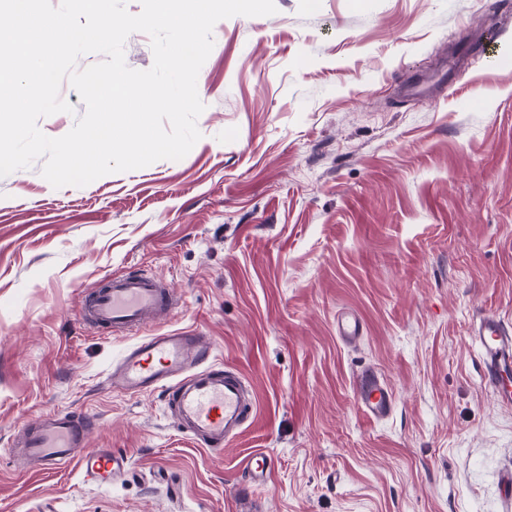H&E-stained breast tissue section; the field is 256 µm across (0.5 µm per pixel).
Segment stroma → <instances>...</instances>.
<instances>
[{"mask_svg": "<svg viewBox=\"0 0 512 512\" xmlns=\"http://www.w3.org/2000/svg\"><path fill=\"white\" fill-rule=\"evenodd\" d=\"M275 4L216 23L183 159L83 187L38 162L0 177V512H512V406L471 334L512 326V0ZM124 273L166 281L182 303L162 330L211 336L253 387L223 452L164 392L107 384L132 338L81 302ZM368 365L395 398L380 422L354 403ZM60 409L94 416L91 447L129 471L97 486L10 458ZM258 449L274 475L255 489ZM336 329L344 343H353L362 337L363 324L355 315L346 314L338 318ZM243 470L255 485H264L271 478L273 461L265 452H253L243 459Z\"/></svg>", "mask_w": 512, "mask_h": 512, "instance_id": "stroma-1", "label": "stroma"}]
</instances>
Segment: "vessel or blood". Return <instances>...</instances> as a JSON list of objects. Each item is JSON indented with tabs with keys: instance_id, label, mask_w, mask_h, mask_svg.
<instances>
[{
	"instance_id": "obj_1",
	"label": "vessel or blood",
	"mask_w": 512,
	"mask_h": 512,
	"mask_svg": "<svg viewBox=\"0 0 512 512\" xmlns=\"http://www.w3.org/2000/svg\"><path fill=\"white\" fill-rule=\"evenodd\" d=\"M175 304L174 292L159 278L111 276L86 297L82 318L130 331L157 322ZM336 329L343 342L353 343L361 338L363 324L346 314L338 318ZM473 339L482 355L485 379L499 403L512 406V329L486 315L477 322ZM213 352L210 338L196 330L141 336L113 367L111 379L115 388L130 395L165 392L177 426L199 446L219 451L242 433L256 403L239 372L211 366ZM354 397L360 412L375 421L394 408L391 389L371 368L355 377ZM93 427V420L63 410L35 417L23 430L22 454L41 472L71 468L83 481L111 482L125 474L128 459L109 448H90ZM243 469L254 484L263 485L272 475L273 461L257 451L244 458Z\"/></svg>"
}]
</instances>
